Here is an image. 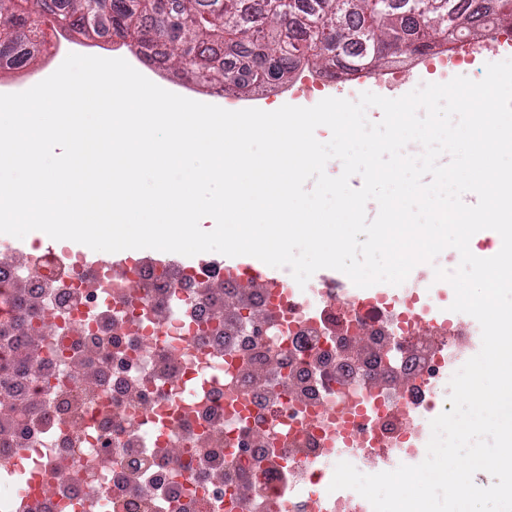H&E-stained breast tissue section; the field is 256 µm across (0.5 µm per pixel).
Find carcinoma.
<instances>
[{
    "instance_id": "obj_1",
    "label": "carcinoma",
    "mask_w": 512,
    "mask_h": 512,
    "mask_svg": "<svg viewBox=\"0 0 512 512\" xmlns=\"http://www.w3.org/2000/svg\"><path fill=\"white\" fill-rule=\"evenodd\" d=\"M265 12L246 17L238 0H0V68L21 67L41 52L42 18H53L61 29L84 34L111 33L122 45L143 52L157 48L174 72L199 82L233 83L238 89L285 81L307 66L339 73L373 70L389 56H375L359 39L369 22L373 39L399 41L412 51L404 56L452 51L465 37L486 36L500 30L512 33V0H472L476 7L463 12L456 0H402L381 6L375 0H274ZM340 52L333 53V46ZM239 56L234 69L226 56ZM259 67L263 74L253 73Z\"/></svg>"
}]
</instances>
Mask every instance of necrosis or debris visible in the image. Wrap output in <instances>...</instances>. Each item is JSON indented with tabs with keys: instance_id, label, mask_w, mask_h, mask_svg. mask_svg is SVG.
I'll return each instance as SVG.
<instances>
[{
	"instance_id": "necrosis-or-debris-1",
	"label": "necrosis or debris",
	"mask_w": 512,
	"mask_h": 512,
	"mask_svg": "<svg viewBox=\"0 0 512 512\" xmlns=\"http://www.w3.org/2000/svg\"><path fill=\"white\" fill-rule=\"evenodd\" d=\"M335 286L275 287L222 266L0 247V512H362L319 462L406 463L451 410L466 328L420 334L413 282L348 307Z\"/></svg>"
}]
</instances>
